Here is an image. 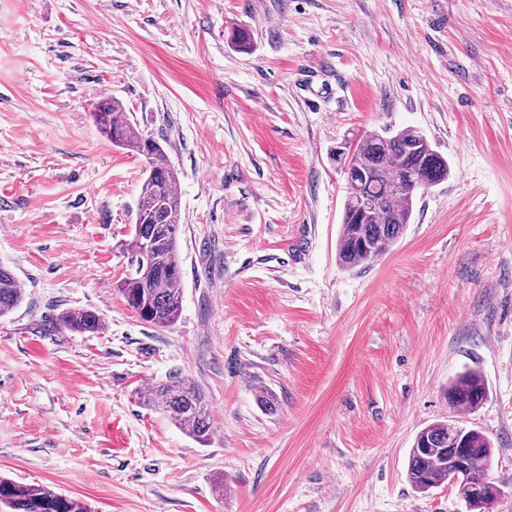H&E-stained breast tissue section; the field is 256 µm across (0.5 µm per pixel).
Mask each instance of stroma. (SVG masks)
Instances as JSON below:
<instances>
[{
    "mask_svg": "<svg viewBox=\"0 0 512 512\" xmlns=\"http://www.w3.org/2000/svg\"><path fill=\"white\" fill-rule=\"evenodd\" d=\"M103 91L179 173L167 328L118 290L148 164L99 133ZM406 126L451 174L341 269L336 148ZM0 263L26 291L0 317L1 475L92 512H465L407 457L474 367L512 486V0H0ZM70 307L104 330L58 328ZM175 373L209 445L142 403Z\"/></svg>",
    "mask_w": 512,
    "mask_h": 512,
    "instance_id": "1",
    "label": "stroma"
}]
</instances>
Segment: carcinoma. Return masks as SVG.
<instances>
[{
	"label": "carcinoma",
	"mask_w": 512,
	"mask_h": 512,
	"mask_svg": "<svg viewBox=\"0 0 512 512\" xmlns=\"http://www.w3.org/2000/svg\"><path fill=\"white\" fill-rule=\"evenodd\" d=\"M93 117L100 134L117 147L147 159L135 224L128 246L131 270L119 292L141 320L157 327L173 325L182 308V269L178 254L181 206L178 173L159 143L141 132L114 98L95 104ZM348 168L346 191L336 244V261L352 269L387 254L410 223L416 194L448 179V159L415 128L396 132L366 131L361 138L336 152ZM25 296L15 273L0 263V316L18 308ZM57 324L76 334L94 335L103 320L87 308H69ZM448 405L453 416L420 430L409 450L407 479L417 492L426 493L448 482L458 463L476 481L490 474L494 444L465 416L488 397L483 375L465 368L448 380ZM144 403L169 413L195 442L210 443L209 405L193 383L169 376L151 385ZM0 507L5 512H90L85 502L44 485L0 477Z\"/></svg>",
	"instance_id": "1"
}]
</instances>
